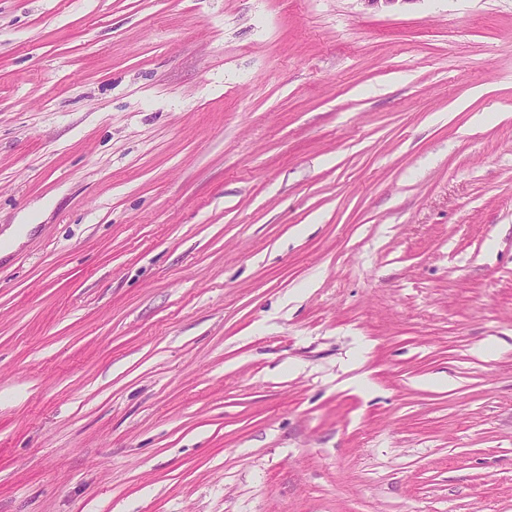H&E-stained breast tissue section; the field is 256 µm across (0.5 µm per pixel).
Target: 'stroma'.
<instances>
[{
	"instance_id": "35a3bbf8",
	"label": "stroma",
	"mask_w": 512,
	"mask_h": 512,
	"mask_svg": "<svg viewBox=\"0 0 512 512\" xmlns=\"http://www.w3.org/2000/svg\"><path fill=\"white\" fill-rule=\"evenodd\" d=\"M7 234L0 512H512V0H0Z\"/></svg>"
}]
</instances>
